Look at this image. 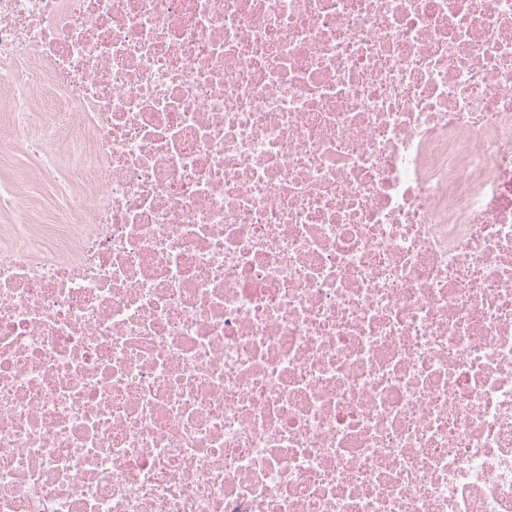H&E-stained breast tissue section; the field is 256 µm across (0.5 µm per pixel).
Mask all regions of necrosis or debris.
<instances>
[{"label": "necrosis or debris", "instance_id": "4bbe7bcc", "mask_svg": "<svg viewBox=\"0 0 512 512\" xmlns=\"http://www.w3.org/2000/svg\"><path fill=\"white\" fill-rule=\"evenodd\" d=\"M18 148L0 512H512V0H0Z\"/></svg>", "mask_w": 512, "mask_h": 512}]
</instances>
